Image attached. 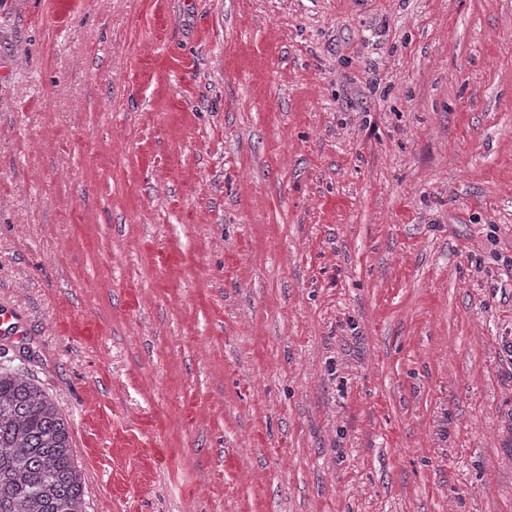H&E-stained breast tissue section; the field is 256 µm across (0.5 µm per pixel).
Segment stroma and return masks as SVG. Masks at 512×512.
Segmentation results:
<instances>
[{
	"mask_svg": "<svg viewBox=\"0 0 512 512\" xmlns=\"http://www.w3.org/2000/svg\"><path fill=\"white\" fill-rule=\"evenodd\" d=\"M0 0V335L86 512H512V0Z\"/></svg>",
	"mask_w": 512,
	"mask_h": 512,
	"instance_id": "stroma-1",
	"label": "stroma"
}]
</instances>
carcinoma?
<instances>
[{
    "instance_id": "obj_1",
    "label": "carcinoma",
    "mask_w": 512,
    "mask_h": 512,
    "mask_svg": "<svg viewBox=\"0 0 512 512\" xmlns=\"http://www.w3.org/2000/svg\"><path fill=\"white\" fill-rule=\"evenodd\" d=\"M0 512H85L69 422L6 351H0Z\"/></svg>"
}]
</instances>
